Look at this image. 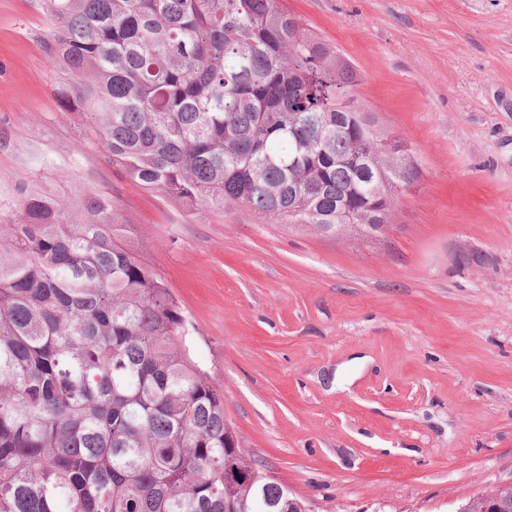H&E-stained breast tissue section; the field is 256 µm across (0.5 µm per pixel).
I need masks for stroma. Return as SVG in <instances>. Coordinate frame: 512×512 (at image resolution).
<instances>
[{
  "label": "stroma",
  "instance_id": "stroma-1",
  "mask_svg": "<svg viewBox=\"0 0 512 512\" xmlns=\"http://www.w3.org/2000/svg\"><path fill=\"white\" fill-rule=\"evenodd\" d=\"M421 171L384 233L191 213L81 140L44 0H0V212L112 198L243 448L311 512H457L512 483V0H282Z\"/></svg>",
  "mask_w": 512,
  "mask_h": 512
}]
</instances>
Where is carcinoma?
<instances>
[{
	"label": "carcinoma",
	"instance_id": "carcinoma-1",
	"mask_svg": "<svg viewBox=\"0 0 512 512\" xmlns=\"http://www.w3.org/2000/svg\"><path fill=\"white\" fill-rule=\"evenodd\" d=\"M83 137L174 203L373 239L412 145L278 0H46ZM0 220V512H309L244 451L106 195Z\"/></svg>",
	"mask_w": 512,
	"mask_h": 512
}]
</instances>
